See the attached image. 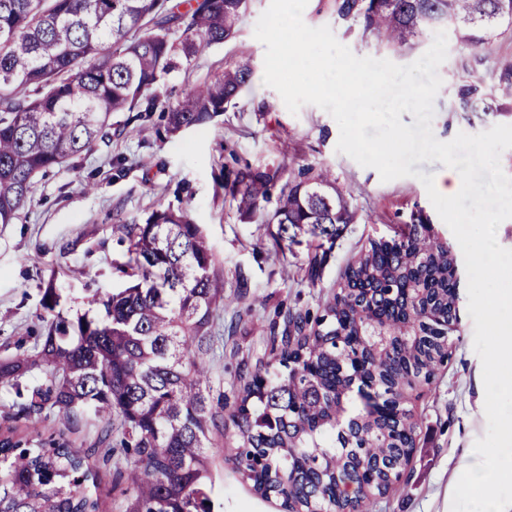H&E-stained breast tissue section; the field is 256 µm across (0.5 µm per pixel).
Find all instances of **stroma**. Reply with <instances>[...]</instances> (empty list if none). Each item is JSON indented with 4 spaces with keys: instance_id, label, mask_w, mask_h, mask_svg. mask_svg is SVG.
I'll list each match as a JSON object with an SVG mask.
<instances>
[{
    "instance_id": "35a3bbf8",
    "label": "stroma",
    "mask_w": 512,
    "mask_h": 512,
    "mask_svg": "<svg viewBox=\"0 0 512 512\" xmlns=\"http://www.w3.org/2000/svg\"><path fill=\"white\" fill-rule=\"evenodd\" d=\"M270 0H250L237 36L204 50L166 83L178 97L194 84L220 72L240 57H251L255 70L249 92L236 108L209 126L168 134L161 113H154L148 139L133 130L75 159L62 170L40 178L30 204L14 224H0V357L5 343L28 340L43 330L39 321L43 288L55 285L74 314L85 312L88 298L112 293L127 283L116 269L126 247L112 238L114 216L144 221L154 210L186 205L207 237L216 263L224 270V293L232 301L214 320L220 340L207 364L213 378L212 408L222 418L213 432L224 455L212 466V492L218 512H282L279 500L257 496L236 462L238 430L230 414L241 387L242 366L271 358L268 338L279 312L317 309L332 298L349 264L358 260L370 240L392 234L407 223L412 210L423 209L436 237L453 254L461 248L430 202L420 174H438L441 162L415 163V176L381 181L378 172L337 152L339 128L321 108L307 104L298 114L287 108L259 113L261 101L276 92L263 82L265 47L254 28ZM311 27L329 26L336 39L359 57L412 63L430 47L423 36L410 50L380 48L355 24L340 21L336 0H309L303 13ZM448 55L439 68L443 85L435 101L432 129L443 142L458 132L477 134L497 124L512 125V99L503 89L512 85V30L491 45L468 48L448 31ZM283 166L290 172L310 166L329 169L338 187L349 194L359 221L344 225L332 247L277 245V227L261 219H242L222 188L225 174L244 165ZM322 261L320 278L309 282L311 257ZM236 323L231 339L224 327ZM474 324L468 295L460 293L458 324L452 333V357L431 384L421 390L414 410L419 418L417 447L408 475L393 485L378 512H445L462 474L463 462H477L476 440L484 438L487 420L481 404L482 364L473 348ZM126 466L114 454L112 466L100 469L98 484H85L97 496L101 512H124L123 486L114 482Z\"/></svg>"
}]
</instances>
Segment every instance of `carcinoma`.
Masks as SVG:
<instances>
[{"label": "carcinoma", "instance_id": "carcinoma-1", "mask_svg": "<svg viewBox=\"0 0 512 512\" xmlns=\"http://www.w3.org/2000/svg\"><path fill=\"white\" fill-rule=\"evenodd\" d=\"M249 0H0V224H14L33 200L37 178L125 130L142 134L156 112L177 134L201 128L252 84L244 58L173 101L159 91L205 49L233 39ZM338 17L395 51L451 24L471 48L512 30V0H339ZM240 216L279 225L291 244L303 236L335 243L338 224L357 211L326 170L246 167L226 180ZM277 194H272V189ZM129 243L118 271L131 284L94 295L71 318L62 295L44 289L33 345L0 358V389L11 398L0 432V512H100L82 486L97 477L90 459L112 462V439L133 457L118 480L125 512H213L205 479L223 448L205 358L213 319L230 300L224 274L187 206L153 211L139 224L114 219ZM455 260L422 209L391 237L373 239L348 266L320 312L290 308L270 337L277 366L242 373L233 414L237 456L254 492L282 499L286 512H336L353 503L374 512L392 488L379 463H396L415 444L411 392L450 360L439 329L458 308ZM368 354L363 375L382 398L378 416L346 392L339 364ZM361 418L349 443L336 413ZM105 419L80 454L63 431L17 437L53 416L70 427Z\"/></svg>", "mask_w": 512, "mask_h": 512}]
</instances>
